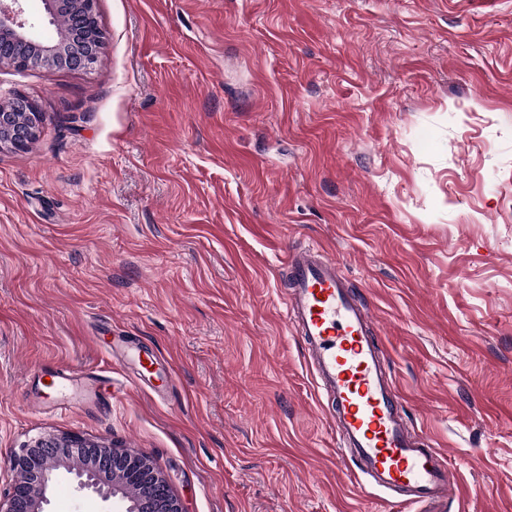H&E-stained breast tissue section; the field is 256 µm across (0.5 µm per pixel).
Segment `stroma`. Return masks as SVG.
Instances as JSON below:
<instances>
[{"mask_svg": "<svg viewBox=\"0 0 512 512\" xmlns=\"http://www.w3.org/2000/svg\"><path fill=\"white\" fill-rule=\"evenodd\" d=\"M93 68L0 70V491L77 435L183 512H406L337 456L287 250L340 259L448 512H512V0H97ZM159 374L141 376L137 352ZM107 385L36 411L45 371ZM48 512H114L60 474ZM21 113L22 118H17ZM45 115L38 105L26 97L16 94L0 100V150H27L37 138L44 124Z\"/></svg>", "mask_w": 512, "mask_h": 512, "instance_id": "1", "label": "stroma"}]
</instances>
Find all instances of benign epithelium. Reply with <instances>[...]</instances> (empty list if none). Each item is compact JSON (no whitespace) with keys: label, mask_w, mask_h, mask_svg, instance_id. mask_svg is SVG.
<instances>
[{"label":"benign epithelium","mask_w":512,"mask_h":512,"mask_svg":"<svg viewBox=\"0 0 512 512\" xmlns=\"http://www.w3.org/2000/svg\"><path fill=\"white\" fill-rule=\"evenodd\" d=\"M22 2L0 0V69L38 67L51 75L89 70L98 62L104 32L96 0H43L47 18H72L71 27L48 43L35 40ZM44 120L38 105L20 94L1 99L0 150L28 149ZM15 466L20 476L0 497V512H44L61 469L74 475L80 490L104 501L118 495L127 500L124 512H183L165 478L146 459L110 446H88L77 436L40 438L21 450Z\"/></svg>","instance_id":"benign-epithelium-1"}]
</instances>
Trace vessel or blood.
I'll list each match as a JSON object with an SVG mask.
<instances>
[{
  "mask_svg": "<svg viewBox=\"0 0 512 512\" xmlns=\"http://www.w3.org/2000/svg\"><path fill=\"white\" fill-rule=\"evenodd\" d=\"M285 264L286 318L336 421L341 458L400 502L446 512L456 476L444 455L411 431L370 312L349 288L342 264L309 246L287 252ZM72 380L65 369L52 371L55 409L68 412L84 400V393L70 392Z\"/></svg>",
  "mask_w": 512,
  "mask_h": 512,
  "instance_id": "vessel-or-blood-1",
  "label": "vessel or blood"
}]
</instances>
